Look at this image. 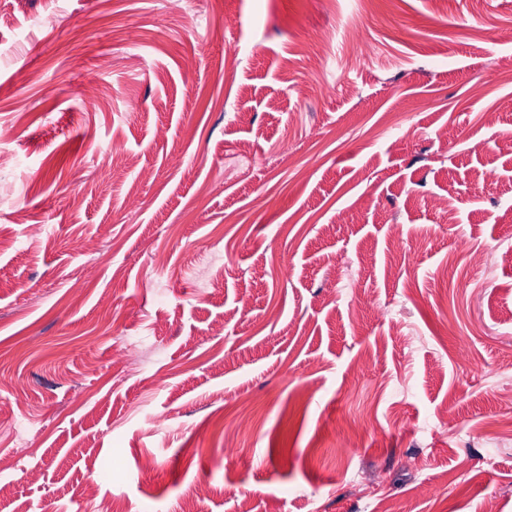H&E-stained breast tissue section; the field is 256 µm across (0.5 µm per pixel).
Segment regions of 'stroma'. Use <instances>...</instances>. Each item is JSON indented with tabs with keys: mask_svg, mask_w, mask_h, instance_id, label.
<instances>
[{
	"mask_svg": "<svg viewBox=\"0 0 512 512\" xmlns=\"http://www.w3.org/2000/svg\"><path fill=\"white\" fill-rule=\"evenodd\" d=\"M0 12V512H512L511 7Z\"/></svg>",
	"mask_w": 512,
	"mask_h": 512,
	"instance_id": "1",
	"label": "stroma"
}]
</instances>
